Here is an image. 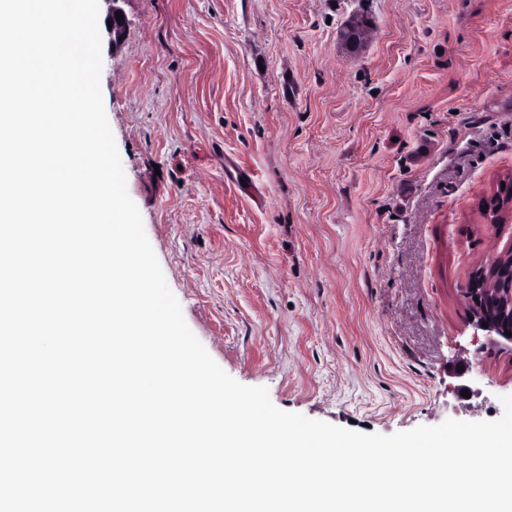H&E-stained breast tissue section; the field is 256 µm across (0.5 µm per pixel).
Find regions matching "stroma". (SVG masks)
<instances>
[{"label": "stroma", "mask_w": 512, "mask_h": 512, "mask_svg": "<svg viewBox=\"0 0 512 512\" xmlns=\"http://www.w3.org/2000/svg\"><path fill=\"white\" fill-rule=\"evenodd\" d=\"M101 91L184 319L280 409L390 435L494 420L463 298L512 247V0H125ZM365 21L349 49L343 26ZM483 376L457 391L473 356ZM493 204L495 207L488 209L485 213L486 219L489 224H501L511 222L512 218V191L506 192L500 189V193H495Z\"/></svg>", "instance_id": "1"}]
</instances>
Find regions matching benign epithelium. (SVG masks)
<instances>
[{
    "label": "benign epithelium",
    "instance_id": "1",
    "mask_svg": "<svg viewBox=\"0 0 512 512\" xmlns=\"http://www.w3.org/2000/svg\"><path fill=\"white\" fill-rule=\"evenodd\" d=\"M109 4L108 19L111 28L108 32L112 40V51H117L124 42L126 22H118L116 14L122 11L123 0H106ZM366 27L364 23L354 21L348 24L341 33L344 44L355 48L364 39ZM495 207L486 211L485 216L490 224H501L512 220V191L500 190L495 194ZM469 321L474 334L486 338L490 347L512 350V248L494 253L473 270L464 292ZM488 323L483 327L482 323ZM511 335H505V332Z\"/></svg>",
    "mask_w": 512,
    "mask_h": 512
}]
</instances>
